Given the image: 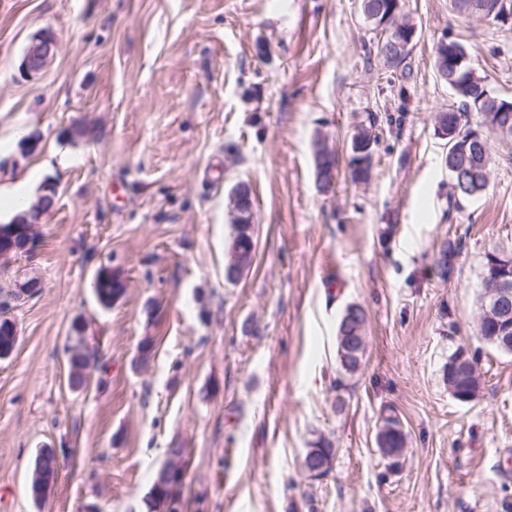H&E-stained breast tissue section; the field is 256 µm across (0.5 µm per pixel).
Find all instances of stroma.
Masks as SVG:
<instances>
[{"label":"stroma","instance_id":"stroma-1","mask_svg":"<svg viewBox=\"0 0 512 512\" xmlns=\"http://www.w3.org/2000/svg\"><path fill=\"white\" fill-rule=\"evenodd\" d=\"M504 3L494 22L404 0L416 39L390 68L358 0H0V192L33 203L55 188L34 256L0 267V285L42 283L0 359V512H149L170 448L189 451L190 512H512V478L494 471L512 448V355L476 335L484 255L512 247V141L491 139L486 191L453 208L437 116L457 100L434 66L439 43L461 42L512 100ZM44 30L56 53L27 75ZM361 125L377 143L354 183ZM320 140L338 159L327 192ZM240 185L256 248L229 284ZM446 243L458 256L444 278ZM102 266L127 284L109 308L93 290ZM350 304L367 313L353 377L336 343ZM77 322L99 357L81 390L68 383ZM461 346L481 375L467 404L444 375ZM388 414L408 435L394 469L376 444ZM320 438L336 454L314 480L301 461ZM43 448L56 478L39 506ZM376 139L363 127L357 128L351 136V154L349 158V176L352 182L366 180L371 173L372 157ZM360 147L366 150L362 153H355L353 150ZM55 455L51 449H41L33 463L30 491L36 504H38L45 494L42 490L47 484H52L55 480Z\"/></svg>","mask_w":512,"mask_h":512}]
</instances>
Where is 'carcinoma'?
Listing matches in <instances>:
<instances>
[{
	"mask_svg": "<svg viewBox=\"0 0 512 512\" xmlns=\"http://www.w3.org/2000/svg\"><path fill=\"white\" fill-rule=\"evenodd\" d=\"M458 90L455 93L460 106L442 112L438 117L441 132L452 141L448 148V167L462 164L466 168L460 180L464 187L454 197V205L460 206L466 200L482 195L488 186V177L492 165V156L488 138L497 135V130L508 127L512 131V111L502 112L492 108L481 113V125L484 135L480 139L469 138L470 126L467 112L475 105L476 99L483 94L486 84L482 81L471 83L466 76L460 74L456 78ZM376 139L363 127L356 129L351 136L352 148H360L362 152H353L349 158V176L352 182L366 180L371 173L372 157ZM316 182L320 190L327 191L332 187L335 178L336 157L325 145L318 143L314 151ZM235 236L231 254L224 266V280L228 283L237 282L243 272L251 265L255 251L253 227L251 224V201L249 191L239 188L233 193ZM53 204V194H48L31 204L28 208L16 213L5 226L10 230L23 232L40 222L44 212ZM457 250L448 243L444 245L436 258V265L441 276L450 275L455 266ZM98 281L96 297L105 308L123 297L126 284L121 275L110 267H102L97 273ZM512 283V249L494 250L485 254L481 274L480 308L481 316L478 323V336L484 342L505 354H512V347L502 345L500 336H511L508 329L512 328V302L499 305L493 302V292L502 281ZM366 313L357 305L345 308L339 320L336 332L337 355L340 370L347 374L357 373L362 364L366 349ZM69 357V382L72 388L80 389L86 385L90 371L96 367L94 353L86 345L83 330L73 328ZM156 347L152 336H145L139 343L135 367L145 368L151 362ZM476 359L468 349L460 347L448 357V389L461 396V402L468 403L478 395L481 388V376L475 371ZM377 447L391 459V465H398L403 449L407 443V433L400 420L395 416H386L376 435ZM335 449L329 442L318 439L307 449L303 457V467L307 472L320 477L330 470ZM184 455L181 448L167 449V461L158 471L152 484L153 493L149 497L152 512H176L170 499L169 485L177 479ZM55 455L50 449L40 450L33 463L30 491L35 502H40L44 494L42 490L55 480Z\"/></svg>",
	"mask_w": 512,
	"mask_h": 512,
	"instance_id": "cac0c4a2",
	"label": "carcinoma"
}]
</instances>
